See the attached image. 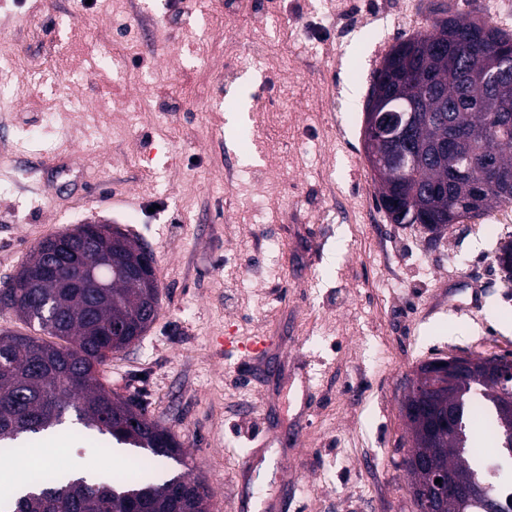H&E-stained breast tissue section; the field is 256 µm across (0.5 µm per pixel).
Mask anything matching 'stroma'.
<instances>
[{"instance_id":"obj_1","label":"stroma","mask_w":512,"mask_h":512,"mask_svg":"<svg viewBox=\"0 0 512 512\" xmlns=\"http://www.w3.org/2000/svg\"><path fill=\"white\" fill-rule=\"evenodd\" d=\"M442 8L512 31V0H0V281L84 221L153 254L158 317L100 376L175 436L158 469L205 480L210 512H416L413 371L512 354V223H391L364 154L374 71ZM252 335L259 371L221 345ZM108 445L35 435L0 474L125 475L137 450Z\"/></svg>"}]
</instances>
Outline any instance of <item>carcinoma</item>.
<instances>
[{
  "mask_svg": "<svg viewBox=\"0 0 512 512\" xmlns=\"http://www.w3.org/2000/svg\"><path fill=\"white\" fill-rule=\"evenodd\" d=\"M508 43L512 33L487 19L464 14L437 18L426 32L393 46L373 74V87L391 94L398 106L414 102L420 114L410 136L419 160L397 178L378 180V200L401 209L407 223L436 237L461 219L512 207V131L499 130V95L493 89L474 90L472 101L457 106L464 94L462 71L496 70L498 49ZM484 156L496 159L501 179L479 192ZM102 228L85 222L69 236L40 242L16 274L0 284V310L52 337L47 341L0 331V455L27 454L21 436L59 429L73 416L118 445L145 450L157 460L182 461L180 444L147 416L144 403L117 395L101 381L99 368L114 349L127 348L150 327L142 309L159 292L153 254L141 253L123 232L105 240ZM65 247L78 254L70 266L71 287L29 276L45 252ZM102 251L117 254L122 263L114 270L101 269L111 287L94 288L82 265ZM495 260L511 282V240L500 246ZM499 391L497 380L485 378L463 380L452 393L456 423L441 429L437 464L471 472L478 489L448 500L444 512H487L493 500L512 501V494L501 493L502 484L512 486V455L485 454L478 447L485 431L470 418L480 410L491 439L501 441L512 412L500 407ZM28 485L33 491L0 502V512H209L211 498L199 479L177 475L159 480L145 466L129 479L114 481L45 467L32 472Z\"/></svg>",
  "mask_w": 512,
  "mask_h": 512,
  "instance_id": "carcinoma-1",
  "label": "carcinoma"
}]
</instances>
